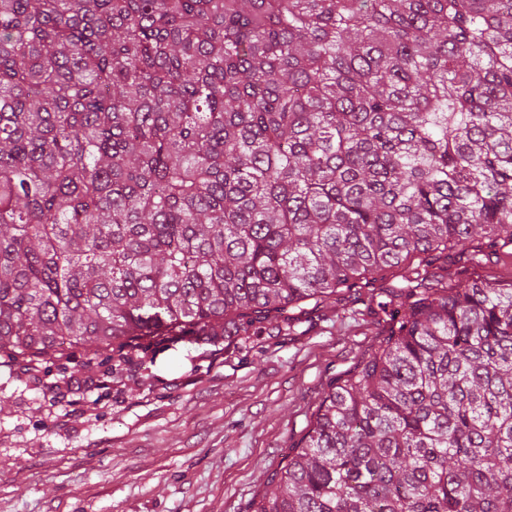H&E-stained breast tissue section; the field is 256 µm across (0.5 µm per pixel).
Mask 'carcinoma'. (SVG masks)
<instances>
[{
    "instance_id": "carcinoma-1",
    "label": "carcinoma",
    "mask_w": 512,
    "mask_h": 512,
    "mask_svg": "<svg viewBox=\"0 0 512 512\" xmlns=\"http://www.w3.org/2000/svg\"><path fill=\"white\" fill-rule=\"evenodd\" d=\"M512 0H0V358L278 336L427 256L252 512H512ZM486 240L477 237L470 243L469 251L462 256L454 254L448 258V283L453 287L464 286L476 277H483L509 283L512 281V245L491 249L485 244ZM472 249V250H471ZM481 249L479 255L482 261L470 260L469 252Z\"/></svg>"
}]
</instances>
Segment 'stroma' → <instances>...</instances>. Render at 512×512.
Masks as SVG:
<instances>
[{
	"mask_svg": "<svg viewBox=\"0 0 512 512\" xmlns=\"http://www.w3.org/2000/svg\"><path fill=\"white\" fill-rule=\"evenodd\" d=\"M450 256L448 281H512V245ZM370 289L310 310L299 333L202 351H132L122 372L80 354L0 367V512H250L334 377L387 335Z\"/></svg>",
	"mask_w": 512,
	"mask_h": 512,
	"instance_id": "stroma-1",
	"label": "stroma"
}]
</instances>
